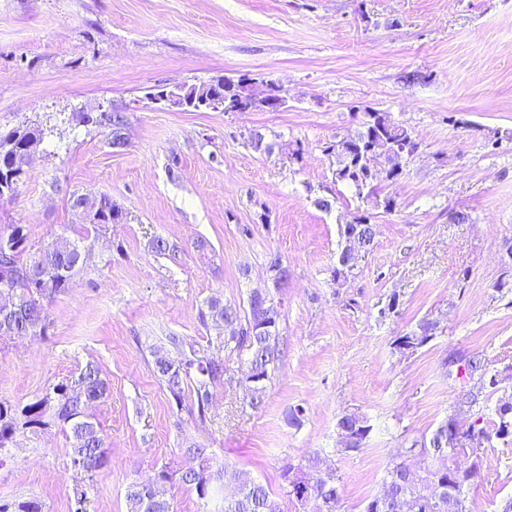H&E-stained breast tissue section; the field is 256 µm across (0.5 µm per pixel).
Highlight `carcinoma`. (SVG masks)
<instances>
[{"instance_id": "obj_1", "label": "carcinoma", "mask_w": 512, "mask_h": 512, "mask_svg": "<svg viewBox=\"0 0 512 512\" xmlns=\"http://www.w3.org/2000/svg\"><path fill=\"white\" fill-rule=\"evenodd\" d=\"M220 80L223 84L216 87L209 80L193 84L191 88L213 87L214 92L224 95L226 112L256 110L240 89L242 77L222 76ZM363 115L365 118L354 134L326 143L324 152L334 159L332 173L336 183L348 187L356 198L370 201L374 207L381 206L388 212L393 209L394 200L378 198L368 168L378 169L383 180L394 181L403 174L408 158L418 151L419 144L408 128L392 118L391 113L367 106L363 108ZM6 137L15 139L16 149L0 155V181L13 178L20 183L28 168L23 144L41 141L43 130L38 126H27L8 132ZM124 221L125 212L104 196L90 226L96 229ZM347 228L360 230L365 239V249L356 255L339 254L332 270L336 282L357 267L359 259L365 257L374 241V225L364 213L354 216ZM77 248L78 240L59 234L32 252L27 246L24 225H0V295L8 293L17 299L15 308L0 318V339L47 334L49 303L71 288L83 270L84 261L79 259ZM214 316L220 317L224 323H231V329L222 336L220 345L226 350L248 354V372L255 378L251 383L250 400L257 407L264 399L265 382L281 358L278 346L280 311L268 297L262 300L251 297L248 299V312L243 316L236 305L211 298L206 308L199 311V321L206 325ZM262 321L268 323V327L258 333L256 328ZM168 343L167 348L153 349V373L177 407H182L186 394H191L192 409L202 418L212 399V390L224 380V362L210 356L207 349L185 336H171ZM172 349L177 356L170 355ZM485 369L496 372L477 355L469 358L463 366L461 376L479 385L478 391H471L465 397L466 403L476 402L481 390L496 392L495 384L487 383L482 377ZM108 392L109 385L101 367L89 362L77 378L54 384L33 402L20 406L0 401V452L9 447L20 431L38 432L58 425L70 439L72 467L89 476L94 475L109 463L105 441L93 414V409L107 397ZM495 414L497 419L492 421L493 428L481 427L476 433L458 439L434 430L422 443V447L429 450L430 462L423 474L414 480L407 478L405 461L391 460L383 481L386 491L383 506H378L374 496L367 502L364 512H448V498H443L439 504L430 503L425 485L430 481L445 483L451 477L452 487L461 493L478 477L476 466H459L455 455L467 448H482L494 438L512 442V398L499 399ZM343 427L347 430V446L343 451L356 452L363 448L371 431L367 418L352 412L345 415ZM182 455L194 461V465L180 467L171 460L157 471L161 481L170 486H188L201 499L226 484L232 485L234 495L224 498L223 512H279L269 490L236 469L214 465L203 445L191 443L182 449ZM281 478L288 487V495L295 498L302 512H336L332 500L340 491L339 479L332 473L320 471L319 458L310 456L296 465H285ZM125 498L127 512H174L166 492H148L137 481L127 486ZM0 512H43V505L34 498L5 502L0 503Z\"/></svg>"}]
</instances>
